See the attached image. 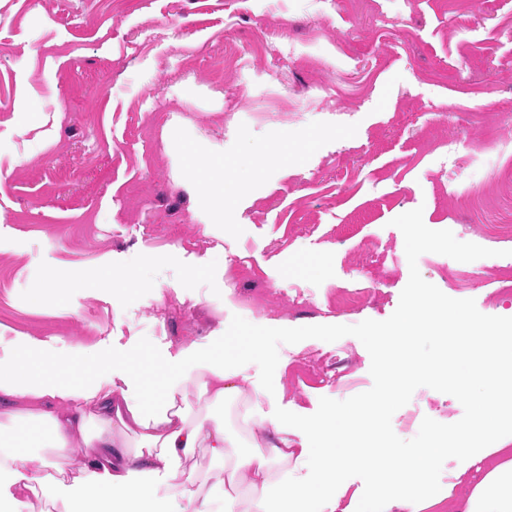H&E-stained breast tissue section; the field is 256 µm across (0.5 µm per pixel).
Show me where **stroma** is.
<instances>
[{
    "instance_id": "35a3bbf8",
    "label": "stroma",
    "mask_w": 512,
    "mask_h": 512,
    "mask_svg": "<svg viewBox=\"0 0 512 512\" xmlns=\"http://www.w3.org/2000/svg\"><path fill=\"white\" fill-rule=\"evenodd\" d=\"M203 139L216 178L281 160L220 221L176 176ZM417 208L493 251L422 254L423 279L512 317V0H0V327L60 338L78 377L111 335L159 391L166 353L208 346L236 315L386 320L410 276L392 221ZM107 261L137 289L89 292ZM59 267L73 273L62 296L32 310L30 289ZM340 290L362 296L340 306ZM279 359L264 425L373 385L353 336L283 344ZM462 415L420 387L391 424L409 440L424 418ZM81 463L68 455L55 507L30 512H98L72 481ZM184 467L214 505L244 501L208 449Z\"/></svg>"
}]
</instances>
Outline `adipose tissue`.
<instances>
[{
	"mask_svg": "<svg viewBox=\"0 0 512 512\" xmlns=\"http://www.w3.org/2000/svg\"><path fill=\"white\" fill-rule=\"evenodd\" d=\"M453 321L457 338L481 347L477 379L492 388L470 422L448 440L432 439L406 452L402 470L390 478L377 458L350 451L355 437L380 438L369 427L370 405L336 410L311 424L281 415L262 445L236 458L228 480L245 484L252 496L242 511L226 500L225 512H318L322 506L331 512L336 487L352 467L386 484L359 512H427L447 499L453 512H512V432H498L491 421L502 406L512 407V339L503 340L497 328L479 329L463 312ZM97 363L99 373L77 381L54 340L0 335V477L9 479L0 488V512H26L34 498L55 502L76 438L87 450L78 481L87 498L104 502L106 512H164L154 484L131 482L136 469L163 472L167 487L191 512H212L210 499L193 491L192 474L182 464L200 448L223 459L236 442L223 424L189 421L176 396L191 383L212 403L233 402L252 388L250 377L223 351L199 357L184 351L168 357L170 382L157 394L133 372L113 376L118 360L112 352H100ZM448 450L466 457L468 466L453 473L451 490L421 491V475ZM288 461L313 471L315 480L278 475V466ZM459 486L468 493L457 498L452 490Z\"/></svg>",
	"mask_w": 512,
	"mask_h": 512,
	"instance_id": "adipose-tissue-1",
	"label": "adipose tissue"
}]
</instances>
